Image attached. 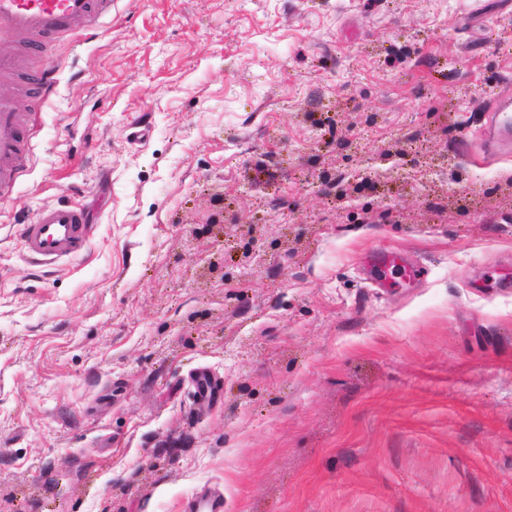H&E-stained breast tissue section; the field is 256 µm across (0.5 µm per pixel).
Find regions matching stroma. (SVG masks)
<instances>
[{
	"label": "stroma",
	"instance_id": "1",
	"mask_svg": "<svg viewBox=\"0 0 512 512\" xmlns=\"http://www.w3.org/2000/svg\"><path fill=\"white\" fill-rule=\"evenodd\" d=\"M0 200V512H512V0H114ZM70 196L90 254L17 223ZM402 254L410 287L362 258ZM221 382L209 407L189 377ZM511 105L510 95H500L487 104H478V111L486 112L487 116L481 153L510 155L512 144ZM90 228L83 209L63 201L41 210L33 224H18L15 235L26 259L52 267L87 252ZM224 496L217 489L198 492L184 500L181 512H223Z\"/></svg>",
	"mask_w": 512,
	"mask_h": 512
}]
</instances>
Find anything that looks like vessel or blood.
I'll return each instance as SVG.
<instances>
[{"label":"vessel or blood","mask_w":512,"mask_h":512,"mask_svg":"<svg viewBox=\"0 0 512 512\" xmlns=\"http://www.w3.org/2000/svg\"><path fill=\"white\" fill-rule=\"evenodd\" d=\"M112 12V0H0V32L25 40L28 55L40 54L45 41L72 30L95 27ZM487 116L483 132L485 154L512 153V98L501 95L482 107ZM32 125L22 119L11 99L0 97V199L9 196L30 160ZM15 235L22 255L52 267L83 256L91 230L77 204L63 201L39 212L34 223L17 225ZM199 405L213 403L218 387L205 369L195 376ZM181 512H224V496L216 489L184 500Z\"/></svg>","instance_id":"vessel-or-blood-1"}]
</instances>
